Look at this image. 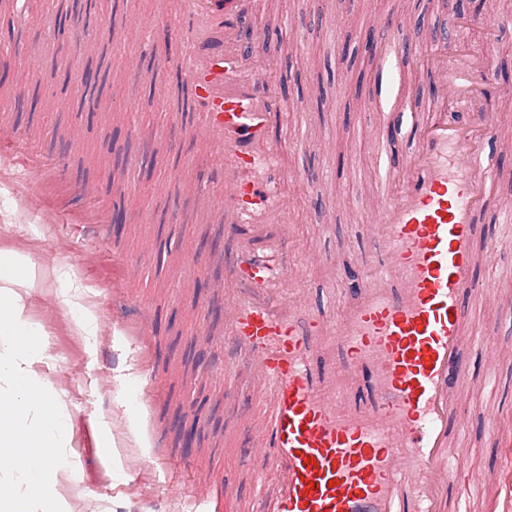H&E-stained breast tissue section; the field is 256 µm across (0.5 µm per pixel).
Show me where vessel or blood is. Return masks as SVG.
<instances>
[{"label":"vessel or blood","mask_w":512,"mask_h":512,"mask_svg":"<svg viewBox=\"0 0 512 512\" xmlns=\"http://www.w3.org/2000/svg\"><path fill=\"white\" fill-rule=\"evenodd\" d=\"M258 0H158L174 18L180 85L151 78L162 108L209 142L196 172L202 219L224 234V339L245 359L256 401V512H445L458 459L454 390L475 380L462 354L475 293L476 226L488 208L498 119L474 99L511 97L487 58L435 52L414 148L373 226L354 302L330 317L305 304L287 234L278 91L240 44ZM455 98L461 111L448 115Z\"/></svg>","instance_id":"1"}]
</instances>
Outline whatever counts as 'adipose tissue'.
<instances>
[{
	"label": "adipose tissue",
	"mask_w": 512,
	"mask_h": 512,
	"mask_svg": "<svg viewBox=\"0 0 512 512\" xmlns=\"http://www.w3.org/2000/svg\"><path fill=\"white\" fill-rule=\"evenodd\" d=\"M36 270L27 251L0 245V512H16L25 496L38 512H69L49 494L73 424L52 385L33 369L48 357L44 328L26 312Z\"/></svg>",
	"instance_id": "obj_1"
}]
</instances>
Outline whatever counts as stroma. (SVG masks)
Masks as SVG:
<instances>
[{
  "mask_svg": "<svg viewBox=\"0 0 512 512\" xmlns=\"http://www.w3.org/2000/svg\"><path fill=\"white\" fill-rule=\"evenodd\" d=\"M155 0H0V91L19 93L0 125V240L30 250L38 278L29 299L30 318L46 333L50 359L35 364L73 415L76 430L67 458L81 481L54 479L52 490L73 512H230L227 494L254 498L253 455L247 430L224 429L225 385H242L237 359L220 331L224 306L206 304L205 286L216 278L213 256L222 237L195 219L192 180L179 168L203 166L210 145L187 136L179 120L158 103L147 75H127L129 53L153 58L157 43L145 40ZM68 15L66 33L55 21ZM381 16L402 20L407 42L402 64L380 76L383 54H370L362 37ZM512 0H482L469 23H458L448 0H263L243 26L255 42L264 75L282 93L278 134L287 140L284 187L294 200L288 216L296 265L305 273V297L328 316L346 302L323 290L327 263L366 257L372 241L371 211L384 201L380 181L397 173L383 167L377 145L384 136L379 110L393 124L410 123L428 107L414 92L427 80L434 39L451 33L481 49L493 69L512 72ZM34 62V71L24 62ZM100 73L105 91L91 112L70 109L86 73ZM39 91L35 114L19 106ZM58 108H51V101ZM308 101L297 112L292 104ZM498 114L488 151L497 167L488 185L490 207L475 239L478 297L470 299L471 331L489 337L496 352L512 351V248L488 263L486 246L502 227L501 210L512 205V98L478 103ZM132 112L134 124L112 119ZM80 132L72 147L71 129ZM170 192L157 195L158 182ZM93 187V199L81 191ZM141 212L138 224H99V206ZM75 270L83 302L98 315L91 342L71 332L57 300L60 272ZM470 364L479 389L463 391L460 423L464 451L448 474L446 512H504L487 483L512 449V358ZM141 408L147 455L128 442V405ZM199 415L192 448L183 446L185 421ZM108 420L123 467L108 471L87 426ZM208 500L195 504L197 483Z\"/></svg>",
  "mask_w": 512,
  "mask_h": 512,
  "instance_id": "obj_1",
  "label": "stroma"
}]
</instances>
